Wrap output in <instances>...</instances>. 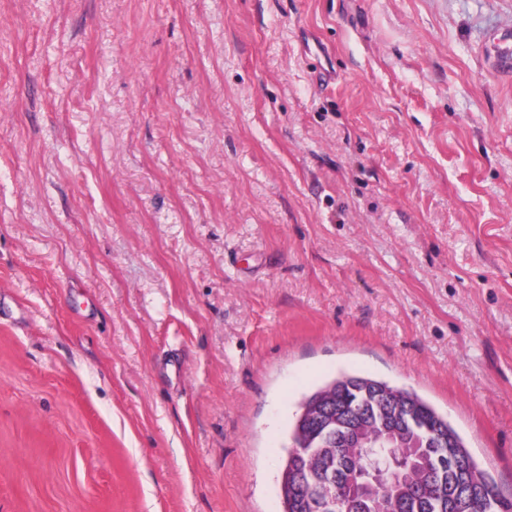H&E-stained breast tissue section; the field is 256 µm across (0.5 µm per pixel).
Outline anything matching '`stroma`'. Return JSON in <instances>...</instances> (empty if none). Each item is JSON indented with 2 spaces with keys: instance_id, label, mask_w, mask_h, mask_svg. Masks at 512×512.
I'll return each instance as SVG.
<instances>
[{
  "instance_id": "stroma-1",
  "label": "stroma",
  "mask_w": 512,
  "mask_h": 512,
  "mask_svg": "<svg viewBox=\"0 0 512 512\" xmlns=\"http://www.w3.org/2000/svg\"><path fill=\"white\" fill-rule=\"evenodd\" d=\"M511 35L512 0H0V512H283L344 374L512 499Z\"/></svg>"
}]
</instances>
